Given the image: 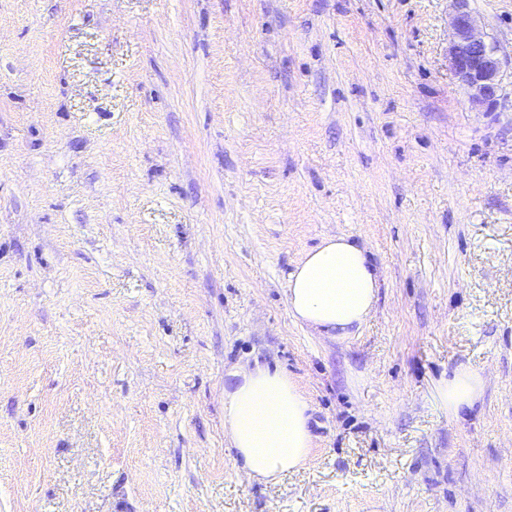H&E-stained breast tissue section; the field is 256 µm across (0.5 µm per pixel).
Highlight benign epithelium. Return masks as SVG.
Wrapping results in <instances>:
<instances>
[{
  "instance_id": "obj_1",
  "label": "benign epithelium",
  "mask_w": 512,
  "mask_h": 512,
  "mask_svg": "<svg viewBox=\"0 0 512 512\" xmlns=\"http://www.w3.org/2000/svg\"><path fill=\"white\" fill-rule=\"evenodd\" d=\"M449 18L448 68L475 107L491 111L503 98V68L498 45L481 31L479 18L469 9V0H452Z\"/></svg>"
}]
</instances>
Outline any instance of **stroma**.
I'll use <instances>...</instances> for the list:
<instances>
[{"label": "stroma", "mask_w": 512, "mask_h": 512, "mask_svg": "<svg viewBox=\"0 0 512 512\" xmlns=\"http://www.w3.org/2000/svg\"><path fill=\"white\" fill-rule=\"evenodd\" d=\"M512 54V0H470ZM450 0H0V512H512V68L448 71ZM349 235L368 322L291 318ZM314 448L250 480L224 378ZM480 398L451 415L460 368ZM379 288L365 245L351 236H330L289 275L288 312L321 336H351L371 315ZM224 385V433L254 479L277 483L305 467L313 435L304 391L286 372L256 365ZM482 378L478 372L461 368L439 388L441 404L452 415L470 409L480 397Z\"/></svg>", "instance_id": "1"}]
</instances>
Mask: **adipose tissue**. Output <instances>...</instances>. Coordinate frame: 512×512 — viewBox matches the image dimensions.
Returning a JSON list of instances; mask_svg holds the SVG:
<instances>
[{
  "instance_id": "1",
  "label": "adipose tissue",
  "mask_w": 512,
  "mask_h": 512,
  "mask_svg": "<svg viewBox=\"0 0 512 512\" xmlns=\"http://www.w3.org/2000/svg\"><path fill=\"white\" fill-rule=\"evenodd\" d=\"M379 288L365 245L350 236H330L290 274L288 312L319 335L345 337L366 323ZM481 390L480 374L461 368L440 386L439 398L456 415L471 408ZM224 433L249 477L279 482L310 460L309 401L284 371L259 365L237 369L224 388Z\"/></svg>"
}]
</instances>
